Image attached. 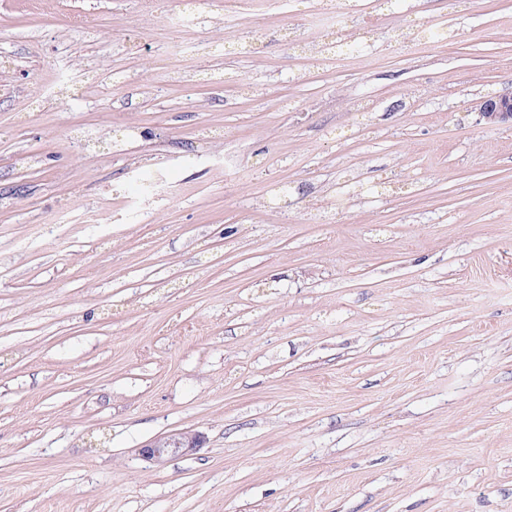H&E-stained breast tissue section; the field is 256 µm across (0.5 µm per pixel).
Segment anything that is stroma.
Segmentation results:
<instances>
[{"label":"stroma","mask_w":512,"mask_h":512,"mask_svg":"<svg viewBox=\"0 0 512 512\" xmlns=\"http://www.w3.org/2000/svg\"><path fill=\"white\" fill-rule=\"evenodd\" d=\"M180 7L0 0V512H512V0ZM479 114L490 126H512V93L490 96L480 102ZM205 436L193 430H178L161 435L138 448L141 459L151 465L161 466L176 457L188 456L202 448Z\"/></svg>","instance_id":"35a3bbf8"}]
</instances>
